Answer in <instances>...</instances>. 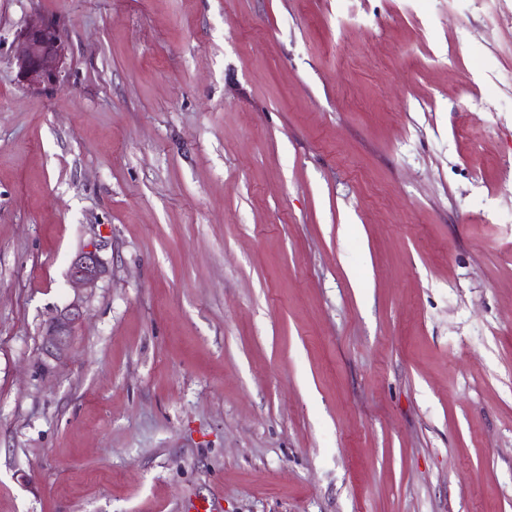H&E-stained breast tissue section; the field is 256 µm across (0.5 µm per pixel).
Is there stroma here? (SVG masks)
<instances>
[{"instance_id": "1", "label": "stroma", "mask_w": 512, "mask_h": 512, "mask_svg": "<svg viewBox=\"0 0 512 512\" xmlns=\"http://www.w3.org/2000/svg\"><path fill=\"white\" fill-rule=\"evenodd\" d=\"M201 499L512 512V0H0V512ZM21 50L14 58L17 78L32 91L54 88L67 74V47L57 25L49 19L33 21L20 29ZM105 273V264L97 249L92 247L75 256L68 269V279L73 288L92 291ZM82 316V308L75 302L50 323L45 334V347L49 353L61 354L67 349L72 339V328Z\"/></svg>"}]
</instances>
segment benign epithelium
<instances>
[{"label":"benign epithelium","mask_w":512,"mask_h":512,"mask_svg":"<svg viewBox=\"0 0 512 512\" xmlns=\"http://www.w3.org/2000/svg\"><path fill=\"white\" fill-rule=\"evenodd\" d=\"M21 50L14 58L17 78L32 91L54 88L67 74V47L57 25L49 19L33 21L20 29ZM105 264L97 249L86 248L72 260L68 279L78 290L91 291L105 275ZM83 316L80 304L73 303L48 326L45 347L50 353L61 354L72 339V328Z\"/></svg>","instance_id":"1"}]
</instances>
